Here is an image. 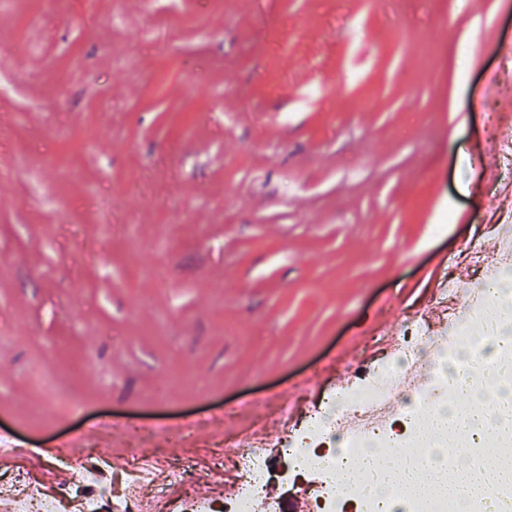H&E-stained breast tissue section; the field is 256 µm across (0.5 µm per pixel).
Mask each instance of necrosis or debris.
I'll return each mask as SVG.
<instances>
[{
  "label": "necrosis or debris",
  "instance_id": "1",
  "mask_svg": "<svg viewBox=\"0 0 512 512\" xmlns=\"http://www.w3.org/2000/svg\"><path fill=\"white\" fill-rule=\"evenodd\" d=\"M470 250L473 259L483 260L481 243H471ZM483 262L480 287L496 288V309L481 316L477 303H469L451 313L437 335L406 327L375 377L330 391L318 407L294 418L279 443L281 460L267 457L261 439L247 444L238 438L226 439L229 460L240 472L230 497L217 502L195 495L196 466L193 458L183 453H164V480L142 479L147 465L134 457L126 475L106 485L101 481L104 462L92 460L86 449L64 448L51 464L74 471L71 483L47 494L29 482L26 474H19L17 512H140L150 496L161 501L163 512H277L276 504L265 498L264 489L273 480H287L292 470L313 475L315 512H347L351 503L356 512H378L374 496L361 486H338L335 468L329 467L315 441L321 435L330 439L335 455L342 459L365 448L384 452L402 445L422 450L427 446L425 425L419 418L423 406L432 405L445 419L455 421L462 409L450 400L448 387L456 363L466 352L479 348L487 326H512V251H500L495 259ZM226 461L217 460V467H224ZM168 482L180 489L171 500L164 497Z\"/></svg>",
  "mask_w": 512,
  "mask_h": 512
}]
</instances>
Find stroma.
I'll return each mask as SVG.
<instances>
[{
  "instance_id": "1",
  "label": "stroma",
  "mask_w": 512,
  "mask_h": 512,
  "mask_svg": "<svg viewBox=\"0 0 512 512\" xmlns=\"http://www.w3.org/2000/svg\"><path fill=\"white\" fill-rule=\"evenodd\" d=\"M511 53L512 0H0V474L68 483L67 440L120 472L190 416L220 497L225 437L440 316L512 225Z\"/></svg>"
}]
</instances>
